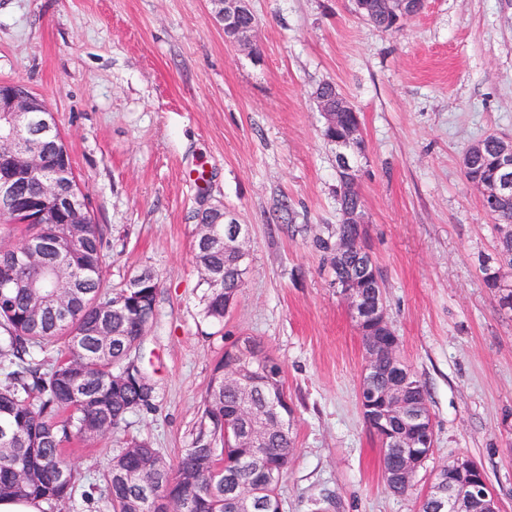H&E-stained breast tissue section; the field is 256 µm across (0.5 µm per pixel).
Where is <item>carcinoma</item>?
<instances>
[{
    "label": "carcinoma",
    "mask_w": 512,
    "mask_h": 512,
    "mask_svg": "<svg viewBox=\"0 0 512 512\" xmlns=\"http://www.w3.org/2000/svg\"><path fill=\"white\" fill-rule=\"evenodd\" d=\"M360 15L390 29L385 0H359ZM465 176L496 177L495 147L487 145L464 164ZM219 213L205 217L212 239L197 234L193 254L206 288L204 319L224 322L226 299L243 287L247 264L225 258V227ZM74 224H27L26 239L55 243L49 262H18L20 246L0 240V499H31L50 512H63L81 474L66 455L76 440L90 441L124 430L133 415L157 409L156 386L141 354L145 333L157 315L160 282L140 288L106 279L105 228L91 207L82 213L79 238ZM512 264V234L498 233L496 265ZM39 284L14 288L17 280ZM260 374L250 396L224 385V375L242 367ZM286 397L281 365L255 336H240L214 367L199 427L190 447L170 463L145 439L113 450L97 486L96 512H240L238 495L276 459L290 457L292 431L270 429L262 447H245L224 437L244 400L259 420ZM284 507L279 482L252 512Z\"/></svg>",
    "instance_id": "obj_1"
}]
</instances>
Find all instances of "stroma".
<instances>
[{
  "label": "stroma",
  "instance_id": "stroma-1",
  "mask_svg": "<svg viewBox=\"0 0 512 512\" xmlns=\"http://www.w3.org/2000/svg\"><path fill=\"white\" fill-rule=\"evenodd\" d=\"M250 6L258 63L225 39L209 0H0V82L27 85L54 111L108 228L107 278L148 268L160 279L142 341L157 409L70 445L81 491L131 438L176 461L215 363L247 335L281 364L294 409L285 512H417L460 456L512 512V314L483 283L497 229L462 165L479 140L512 138V0H427L396 31L352 0ZM325 81L360 116L369 244L400 356L431 391L436 446L403 496L381 478L359 406L362 341L314 246L341 219L336 153L312 98ZM214 204L250 229L246 282L219 326L202 317L192 261L197 214Z\"/></svg>",
  "mask_w": 512,
  "mask_h": 512
}]
</instances>
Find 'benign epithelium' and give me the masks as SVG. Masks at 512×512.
<instances>
[{"label":"benign epithelium","instance_id":"1","mask_svg":"<svg viewBox=\"0 0 512 512\" xmlns=\"http://www.w3.org/2000/svg\"><path fill=\"white\" fill-rule=\"evenodd\" d=\"M211 17L224 31L236 30L238 18L249 0H210ZM397 10L394 27L400 28L411 18L420 15L426 0H395ZM325 127L339 126L346 114L358 116L353 105L338 95L334 110L319 108ZM38 113V124L30 121ZM8 118L20 130V138H0V204H6L25 224L39 222L47 206L58 214L80 216L82 199L78 194L60 192L64 183L72 179V165L49 160L48 136L57 129L55 114L44 101L25 87L12 82H0V120ZM363 139L361 125L354 124L349 134L331 141L336 148V166L345 176L350 190L358 191L359 170L348 163L351 144ZM496 166L500 177L492 182L476 181L483 189L484 208L512 196V139H497ZM41 173L40 198L22 202L19 186L33 173ZM340 225L349 232L336 241V256L342 259L356 255L368 259L360 274L349 272L345 278H333L331 286L347 304L352 320L360 334L367 336L364 345L365 364L360 381L359 404L366 423L379 437L385 456L400 461L388 476L400 485L410 486L414 476L429 458L436 442L435 424L430 410L407 401L408 391L415 386L414 371L400 358V337L388 319L383 289L366 298L358 288L359 277L371 276L381 282L380 270L367 244V221L362 205L340 211ZM497 281L496 301L500 311L512 312V282L505 279L502 270L491 273ZM241 439L252 448L263 441V428L255 423L249 410L242 405L237 411ZM444 485L448 496L437 498L441 512H499L497 495L487 482L482 468L473 459L462 456L445 467ZM268 483L267 473L260 474L239 497L242 508L253 507L263 498Z\"/></svg>","mask_w":512,"mask_h":512}]
</instances>
